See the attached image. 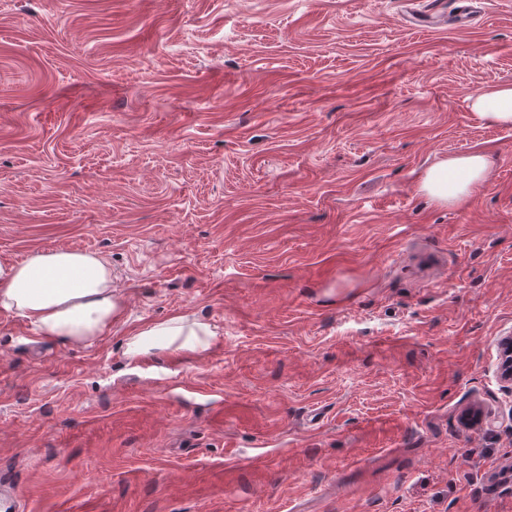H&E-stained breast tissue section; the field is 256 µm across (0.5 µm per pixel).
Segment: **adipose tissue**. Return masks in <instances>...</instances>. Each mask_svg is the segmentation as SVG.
Listing matches in <instances>:
<instances>
[{
	"label": "adipose tissue",
	"instance_id": "ef3b65f1",
	"mask_svg": "<svg viewBox=\"0 0 512 512\" xmlns=\"http://www.w3.org/2000/svg\"><path fill=\"white\" fill-rule=\"evenodd\" d=\"M479 120L512 126V84H490L470 99ZM489 173L479 152L442 159L424 174L420 189L434 202L454 206L470 197ZM123 310L112 287V267L93 252L39 251L14 263H0V312L24 317L46 338L81 347L109 333ZM210 322L185 314L129 330L121 341L126 359L167 353H205L217 339Z\"/></svg>",
	"mask_w": 512,
	"mask_h": 512
}]
</instances>
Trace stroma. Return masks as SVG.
<instances>
[{"label": "stroma", "instance_id": "35a3bbf8", "mask_svg": "<svg viewBox=\"0 0 512 512\" xmlns=\"http://www.w3.org/2000/svg\"><path fill=\"white\" fill-rule=\"evenodd\" d=\"M0 0V263L97 253L84 347L0 313L25 512H512V0ZM486 154L461 206L418 186ZM182 313L202 356L128 361ZM466 1H452L448 0H428L422 10L414 11L411 13V19L417 22L422 27H432L438 24L441 20L453 19L459 25H466L470 23L475 16L476 7L466 5ZM453 5L450 8L449 5ZM470 109L479 120L512 126V84H490L470 98ZM218 336L210 322L177 313L129 330L121 345L129 361L162 353L193 357L205 353Z\"/></svg>", "mask_w": 512, "mask_h": 512}]
</instances>
